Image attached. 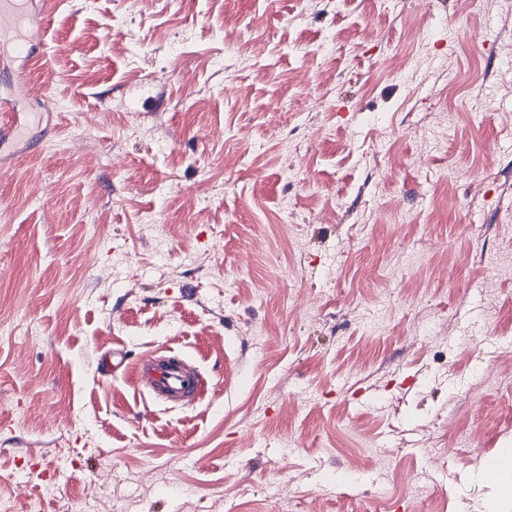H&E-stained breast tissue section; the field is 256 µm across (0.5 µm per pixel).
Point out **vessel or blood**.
<instances>
[{
    "mask_svg": "<svg viewBox=\"0 0 512 512\" xmlns=\"http://www.w3.org/2000/svg\"><path fill=\"white\" fill-rule=\"evenodd\" d=\"M23 19L20 0H0V34L16 32L15 53L17 57L30 61L34 58L32 48L18 34ZM132 369L139 386L159 401L191 405L198 401L203 391L199 375L191 373L186 360L177 355H155L136 363Z\"/></svg>",
    "mask_w": 512,
    "mask_h": 512,
    "instance_id": "vessel-or-blood-1",
    "label": "vessel or blood"
}]
</instances>
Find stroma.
Instances as JSON below:
<instances>
[{
    "label": "stroma",
    "instance_id": "obj_1",
    "mask_svg": "<svg viewBox=\"0 0 512 512\" xmlns=\"http://www.w3.org/2000/svg\"><path fill=\"white\" fill-rule=\"evenodd\" d=\"M34 8L25 95L0 46L27 127L0 148V500L487 512L512 467V0ZM115 347L184 357L202 399L104 373Z\"/></svg>",
    "mask_w": 512,
    "mask_h": 512
}]
</instances>
